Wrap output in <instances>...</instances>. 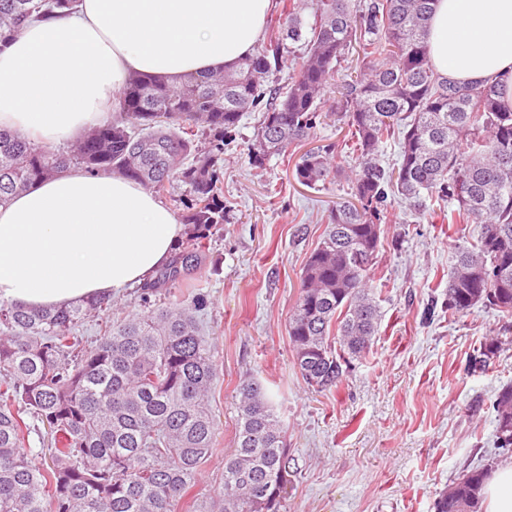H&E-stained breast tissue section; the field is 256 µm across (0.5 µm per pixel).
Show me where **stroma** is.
I'll list each match as a JSON object with an SVG mask.
<instances>
[{
	"instance_id": "1",
	"label": "stroma",
	"mask_w": 512,
	"mask_h": 512,
	"mask_svg": "<svg viewBox=\"0 0 512 512\" xmlns=\"http://www.w3.org/2000/svg\"><path fill=\"white\" fill-rule=\"evenodd\" d=\"M259 118L251 112L241 119L216 163L227 214L202 273L156 295L166 303L208 296L200 320L215 351L216 431L195 490L211 495L223 485L224 458L236 446L238 391L256 378L271 391L288 440L292 474L282 512H434L462 472L512 460L511 450L496 446L492 409L498 391L512 385V342L486 370L470 367L488 337L512 339V317L482 306L449 315L454 241L447 216L419 222L407 202L389 197L371 271L379 330L337 388L308 386L294 364L288 320L302 268L348 183L309 188L282 157L251 167Z\"/></svg>"
}]
</instances>
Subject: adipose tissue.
Wrapping results in <instances>:
<instances>
[{"label": "adipose tissue", "mask_w": 512, "mask_h": 512, "mask_svg": "<svg viewBox=\"0 0 512 512\" xmlns=\"http://www.w3.org/2000/svg\"><path fill=\"white\" fill-rule=\"evenodd\" d=\"M272 0H79L0 49V127L52 145L104 123L134 73L201 76L261 39ZM431 62L512 103V0H437ZM184 227L140 184L75 168L0 205V300L31 308L111 297L151 280Z\"/></svg>", "instance_id": "adipose-tissue-1"}]
</instances>
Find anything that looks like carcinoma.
<instances>
[{
	"instance_id": "cac0c4a2",
	"label": "carcinoma",
	"mask_w": 512,
	"mask_h": 512,
	"mask_svg": "<svg viewBox=\"0 0 512 512\" xmlns=\"http://www.w3.org/2000/svg\"><path fill=\"white\" fill-rule=\"evenodd\" d=\"M78 0H0V44L30 19L75 9ZM436 0H283L267 38L232 68L168 80L132 75L115 115L66 151L0 129V205L72 168L122 174L163 194L180 182L193 195L182 216L186 246L144 284L141 310L84 347L76 326L112 305L91 299L53 309L0 301V512H176L213 452L209 396L216 379L198 315L207 295L159 305L156 289L201 269L213 229L224 223L215 157L247 112L262 119L249 149L264 166L317 135L323 97L335 77L337 115L358 167L351 200L330 211L326 234L301 274L288 337L302 378L337 386L368 351L381 320L369 285L388 195L418 217L425 201L453 206L450 224H479L475 243L455 231L448 313L477 305L512 316V105L498 84H459L433 67L426 42ZM296 75L276 79L296 46ZM364 70L349 73L348 55ZM393 142L399 162L379 163ZM335 146L299 156L295 176L326 187L339 173ZM505 341L485 343L475 367ZM499 447H512V385L495 403ZM52 432L48 469L33 464L27 419ZM285 431L265 385L239 388L236 448L224 459L217 494L193 512H280L288 483ZM484 469L455 478L435 512H480Z\"/></svg>"
}]
</instances>
